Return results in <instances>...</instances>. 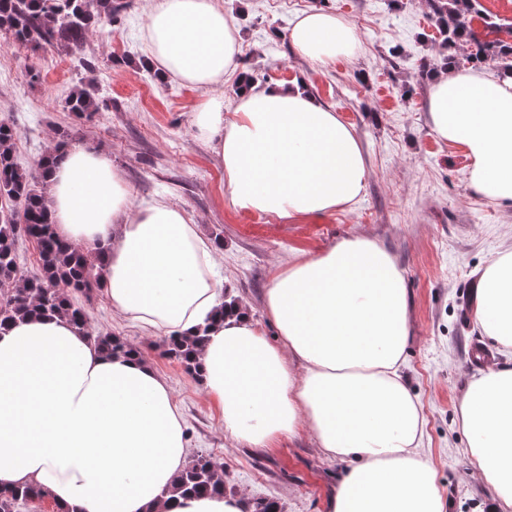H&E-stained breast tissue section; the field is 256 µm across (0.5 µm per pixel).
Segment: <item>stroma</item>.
<instances>
[{"mask_svg":"<svg viewBox=\"0 0 512 512\" xmlns=\"http://www.w3.org/2000/svg\"><path fill=\"white\" fill-rule=\"evenodd\" d=\"M112 26L89 35L82 54L30 51L0 31V120L18 130L15 158L33 168L58 131L106 150L120 172L129 205L163 200L184 209L200 232L222 239L224 293L245 301L267 338L263 296L270 273L291 253L318 254L337 242L364 236L382 244L404 270L413 336L401 368L417 396L423 448L436 470L445 512H487L492 490L465 453L457 402L485 368L471 347L491 349L494 368H512V350L495 344L473 314L476 277L499 253L512 250V204L476 194L468 181L465 149L439 139L427 112L430 79L422 63L438 54L437 32L425 0H224L239 30L236 76L224 83L232 110L239 76L261 85L304 83L306 91L354 127L369 167L366 194L346 210L284 222L245 215L222 203L224 169L192 125L199 89L147 73L144 0ZM311 8L336 12L357 30V56L313 70L294 55L287 32ZM92 59L87 71L81 58ZM94 79L99 110L79 119L66 108L70 92ZM94 332L139 348L169 382L185 420L190 455L222 462L235 492L270 498L283 512H325L345 465L326 459L308 429L268 448L235 441L221 409L179 361L163 356L164 336H146L114 317L104 295L77 296Z\"/></svg>","mask_w":512,"mask_h":512,"instance_id":"1","label":"stroma"}]
</instances>
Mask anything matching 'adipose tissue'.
I'll list each match as a JSON object with an SVG mask.
<instances>
[{"label": "adipose tissue", "mask_w": 512, "mask_h": 512, "mask_svg": "<svg viewBox=\"0 0 512 512\" xmlns=\"http://www.w3.org/2000/svg\"><path fill=\"white\" fill-rule=\"evenodd\" d=\"M144 35L152 67L204 91L192 122L224 169L225 205L296 220L364 196L358 134L299 86L243 87L225 116L217 89L234 72L240 34L221 0H147ZM289 39L299 60L319 67L361 49L354 27L323 10L304 13ZM428 112L439 138L467 150L480 195L512 202V75L442 71ZM43 162L59 235L84 251L109 247L114 315L151 336L209 325L197 360L226 432L264 448L306 426L327 459L347 465L327 512H445L421 451L420 405L401 375L407 280L384 246L355 236L278 264L264 295L274 345L243 303L223 298L219 253L183 209L130 210L109 154L83 142L49 147ZM474 314L512 348V252L479 274ZM458 416L470 463L494 493L490 512H512V370L471 380ZM187 462L182 413L147 361L106 354L62 316L0 334V486L36 485L73 512H246L237 496H171Z\"/></svg>", "instance_id": "1"}]
</instances>
